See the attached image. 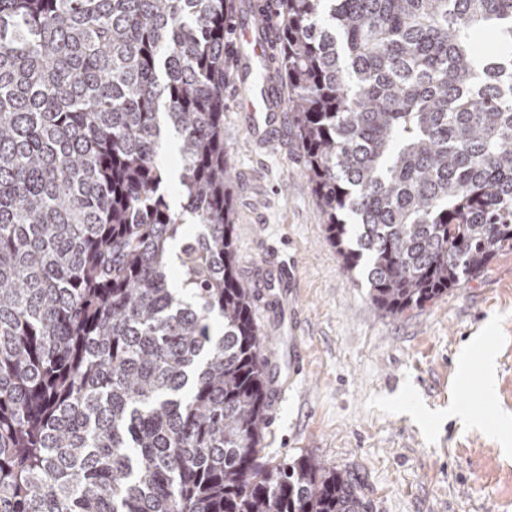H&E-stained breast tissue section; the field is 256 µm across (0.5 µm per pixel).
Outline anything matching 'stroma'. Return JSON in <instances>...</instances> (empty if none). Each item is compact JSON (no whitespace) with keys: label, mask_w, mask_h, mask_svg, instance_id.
I'll use <instances>...</instances> for the list:
<instances>
[{"label":"stroma","mask_w":512,"mask_h":512,"mask_svg":"<svg viewBox=\"0 0 512 512\" xmlns=\"http://www.w3.org/2000/svg\"><path fill=\"white\" fill-rule=\"evenodd\" d=\"M254 44L224 53V143L234 171L240 277L271 342L262 445L271 462L310 454L346 470L366 512H512V250L424 307L379 312L361 273L326 239L287 113L256 131L262 73ZM293 262L291 289L261 287L269 255ZM495 384L486 388L483 355ZM484 415L470 426L455 411Z\"/></svg>","instance_id":"stroma-1"}]
</instances>
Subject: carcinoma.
<instances>
[{
  "mask_svg": "<svg viewBox=\"0 0 512 512\" xmlns=\"http://www.w3.org/2000/svg\"><path fill=\"white\" fill-rule=\"evenodd\" d=\"M229 8L0 0V512L364 509L346 471L260 448L269 337L237 273ZM255 15L327 239L380 312L512 249V0Z\"/></svg>",
  "mask_w": 512,
  "mask_h": 512,
  "instance_id": "cac0c4a2",
  "label": "carcinoma"
}]
</instances>
